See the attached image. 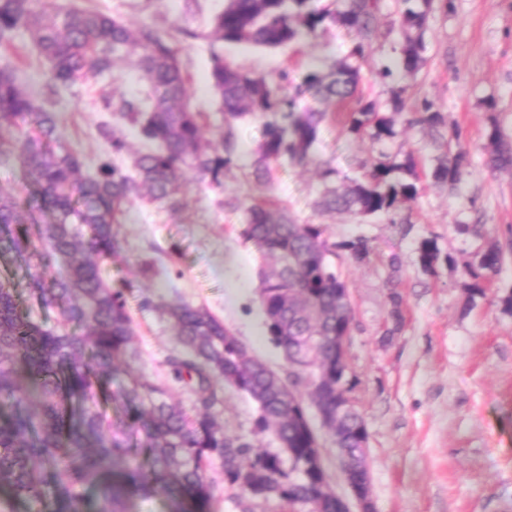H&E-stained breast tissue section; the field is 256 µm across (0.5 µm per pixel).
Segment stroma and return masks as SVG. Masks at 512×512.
Here are the masks:
<instances>
[{
  "mask_svg": "<svg viewBox=\"0 0 512 512\" xmlns=\"http://www.w3.org/2000/svg\"><path fill=\"white\" fill-rule=\"evenodd\" d=\"M132 26L188 29L175 47L190 74L193 107L213 113L216 99L208 80L209 43L204 35L224 0H81ZM391 15L381 17L373 51L363 64L361 89L388 106L390 92L375 72L399 44ZM355 32L297 47L265 49L218 44L225 60L272 76L288 70L301 79L307 66L330 63L355 42ZM426 63L409 83L398 137L384 151L413 155L420 179L416 200L395 220L363 223L344 214L320 212L315 166H278L272 184L251 176L260 144L259 124H239V158L213 189L188 179L182 205L135 200L117 228L122 261L104 266L103 277L123 292L133 322V370L167 379L168 357L180 344L157 312L140 309L142 297L183 301L205 308L280 373L288 365L271 343L258 301L257 246L244 238L242 209L253 199L274 196L298 223L319 224L325 237L342 242L365 236L373 250L367 263L340 253L335 263L346 280L354 308L348 363L358 383L353 391L369 434L371 493L375 512H512V313L502 300L512 294V169L484 165L491 122L512 135V0H454L452 13L434 12L425 34ZM97 85H80L55 108L65 148L87 163L107 144L94 126ZM432 100L458 125L469 146L470 167L459 190L434 183L429 172L440 154L432 132L411 123L415 104ZM366 139L348 136L341 123L326 125L317 155L342 171L375 155ZM477 224L479 235H458L459 223ZM435 238L452 263L425 272L418 244ZM496 244L505 263L490 277L486 298L468 301L466 265ZM398 269H391V259ZM404 299L403 330L391 342L390 292ZM213 412L229 432L255 446L278 451L271 433L257 432V407L246 395L220 389Z\"/></svg>",
  "mask_w": 512,
  "mask_h": 512,
  "instance_id": "1",
  "label": "stroma"
}]
</instances>
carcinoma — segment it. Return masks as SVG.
<instances>
[{
  "instance_id": "cac0c4a2",
  "label": "carcinoma",
  "mask_w": 512,
  "mask_h": 512,
  "mask_svg": "<svg viewBox=\"0 0 512 512\" xmlns=\"http://www.w3.org/2000/svg\"><path fill=\"white\" fill-rule=\"evenodd\" d=\"M313 0H224L206 35L210 43L268 49L326 37L332 28L356 32L358 41L327 68L307 69L300 86L291 87L288 71L273 79L233 65L210 51L209 78L221 124L206 137L208 123L190 104L188 75L173 36L148 26L133 27L98 10L47 0L38 9L31 0H0V47L30 43L47 65L50 80L39 95L27 91L14 68H0V156L13 157L30 198L21 203L0 194V249L26 264L32 307L16 299L8 280H0V512L17 503H45L53 512H89L84 490L96 495V512H126L134 497L161 495L169 512H210L214 485L208 472L220 462L229 499L252 512L278 500L336 512V500L320 490L317 437L307 428L310 405L324 415L330 437L338 438L339 467L350 477L368 474V431L355 404L344 406L355 379L336 377V337L349 336L353 309L347 284L331 257L344 250L358 262L370 260L368 240L358 236L330 243L319 224H298L274 201H253L243 209L244 234L271 262L258 272L259 300L272 342L290 365L307 371L288 393L283 378L251 356L222 321L202 307L182 301L152 303L179 338L181 356L170 362L173 377L191 386L198 407L190 415L172 402L165 385L124 365L130 350L132 318L120 290L110 287L102 268L122 258L116 232L136 198L176 204L186 172L212 187L224 186V174L238 159L237 123L262 121V142L251 175L273 180L275 166L303 167L314 157L321 125L336 104L346 134L383 144L398 134L396 116L404 111V81L425 62L424 34L430 14L452 9V0H396L397 19L389 32L403 41L381 81L395 80L391 113L360 90L361 62L371 53L386 0H345L343 8L317 9ZM130 63L144 82L133 98L103 96L107 113L95 126L109 151L95 172L84 173L77 151L56 147L53 108L74 86L101 83L112 70ZM413 122L439 135L444 157L430 171L437 184L457 186L469 165V147L461 129L424 99ZM31 122L22 140L3 136L18 122ZM141 148L131 168L117 163L127 135ZM485 165L512 169V137L494 124L487 133ZM324 187L319 206L362 222L394 220L415 200L418 174L412 156L401 160L385 153L361 166L340 171L331 159L319 161ZM426 272L440 260L436 239L418 246ZM504 262L493 244L475 265L469 302L486 296L484 284ZM391 327L384 340L404 326L403 297L389 294ZM58 308L62 320L49 328L35 320L32 308ZM126 381L116 394L112 380ZM229 386L256 401V428H270L281 450L293 452L290 466L280 453L261 451L229 433L212 413L217 386ZM117 401V422L107 406Z\"/></svg>"
}]
</instances>
